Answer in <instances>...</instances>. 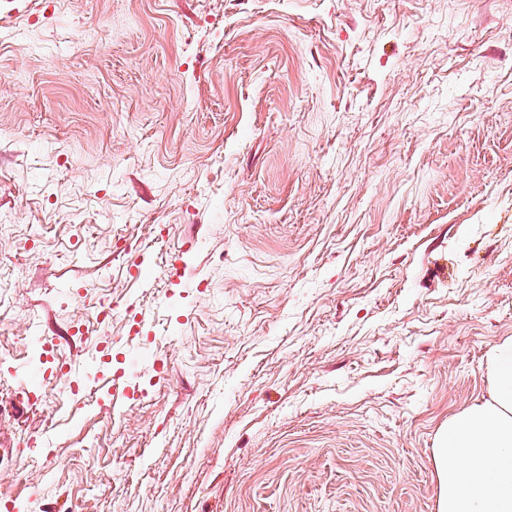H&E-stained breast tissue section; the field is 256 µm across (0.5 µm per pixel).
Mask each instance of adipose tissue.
Returning a JSON list of instances; mask_svg holds the SVG:
<instances>
[{
	"label": "adipose tissue",
	"instance_id": "ef3b65f1",
	"mask_svg": "<svg viewBox=\"0 0 512 512\" xmlns=\"http://www.w3.org/2000/svg\"><path fill=\"white\" fill-rule=\"evenodd\" d=\"M489 370L487 400L439 434L438 512H512V339L496 347Z\"/></svg>",
	"mask_w": 512,
	"mask_h": 512
}]
</instances>
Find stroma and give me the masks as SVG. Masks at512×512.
I'll list each match as a JSON object with an SVG mask.
<instances>
[{
  "label": "stroma",
  "mask_w": 512,
  "mask_h": 512,
  "mask_svg": "<svg viewBox=\"0 0 512 512\" xmlns=\"http://www.w3.org/2000/svg\"><path fill=\"white\" fill-rule=\"evenodd\" d=\"M510 338L512 0L0 16V512H438Z\"/></svg>",
  "instance_id": "1"
}]
</instances>
